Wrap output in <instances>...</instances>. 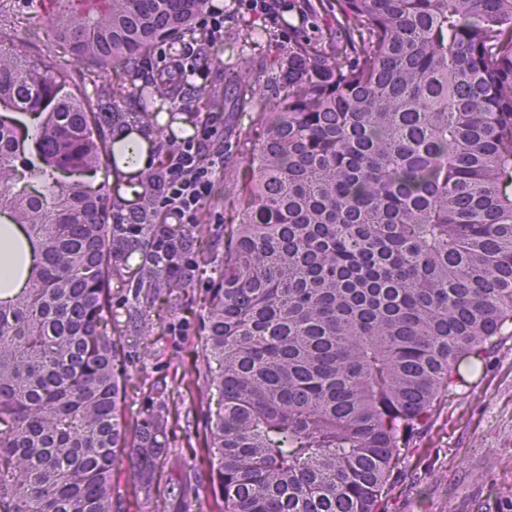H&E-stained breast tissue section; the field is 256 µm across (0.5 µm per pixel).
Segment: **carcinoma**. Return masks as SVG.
I'll return each instance as SVG.
<instances>
[{"label":"carcinoma","mask_w":512,"mask_h":512,"mask_svg":"<svg viewBox=\"0 0 512 512\" xmlns=\"http://www.w3.org/2000/svg\"><path fill=\"white\" fill-rule=\"evenodd\" d=\"M75 64L138 70L139 121L156 96L213 111L154 81L156 52L210 0H40ZM336 30L268 57L249 83L253 23L233 66L244 89L243 200L224 226L209 291L205 375L221 397L209 455L223 512H384L390 473L467 354L512 333V0H337ZM129 94L112 87L123 117ZM0 213L32 244L26 287L0 299V512H114L112 471L130 451L138 512L172 441L166 405L126 416L122 338L106 293L138 251L136 287L176 300L191 287L168 252L153 182L144 224H115L92 190L112 125L48 57L0 49ZM41 189L30 188L29 181Z\"/></svg>","instance_id":"cac0c4a2"}]
</instances>
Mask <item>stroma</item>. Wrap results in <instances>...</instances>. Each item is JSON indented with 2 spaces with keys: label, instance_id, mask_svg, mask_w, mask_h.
<instances>
[{
  "label": "stroma",
  "instance_id": "1",
  "mask_svg": "<svg viewBox=\"0 0 512 512\" xmlns=\"http://www.w3.org/2000/svg\"><path fill=\"white\" fill-rule=\"evenodd\" d=\"M322 2L314 16L289 13L284 21L268 25L272 41H257L252 50L254 88L266 84L269 43L287 45L293 31L315 39L335 26L336 0ZM0 40L21 42L32 55L56 58L62 76L80 74L91 107L108 102L115 73L79 72L67 63V50L44 18L39 0H0ZM158 105V126L118 127L114 137L134 138L154 153L169 135L194 133L195 111L171 110L163 99ZM139 180V173L106 165L88 183L124 209L136 202L130 187ZM224 192L223 183H216L199 214L210 228L207 261L192 273L187 302L165 305L160 317L148 324L144 316L152 303L147 289L128 280L112 285V324L124 339L128 405L138 412L163 402L170 411L167 430L176 446L161 454L160 482L168 512H218L215 500L199 492L213 483L206 437L219 405L217 399L204 398L201 385H189L186 376L206 366L201 344L206 299L224 267V227L237 218L238 206ZM390 484L385 512H512V336L502 337L483 355L459 362L454 389L436 401L429 422L395 461Z\"/></svg>",
  "mask_w": 512,
  "mask_h": 512
}]
</instances>
